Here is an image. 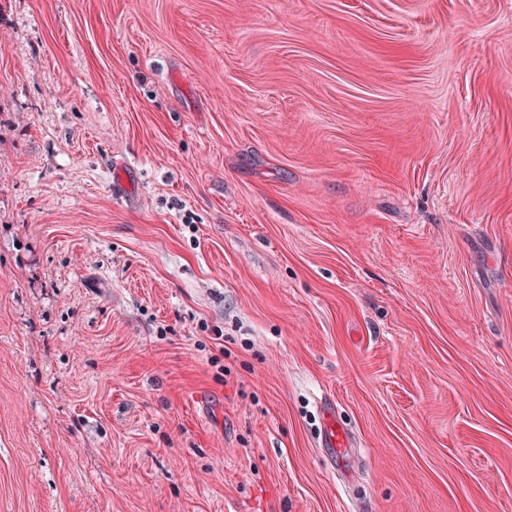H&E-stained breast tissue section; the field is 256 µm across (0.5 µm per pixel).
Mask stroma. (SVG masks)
<instances>
[{"label": "stroma", "instance_id": "stroma-1", "mask_svg": "<svg viewBox=\"0 0 512 512\" xmlns=\"http://www.w3.org/2000/svg\"><path fill=\"white\" fill-rule=\"evenodd\" d=\"M0 512H512V0H0ZM330 403L323 404L324 427L321 432L320 448H328L333 457V467L336 465V456L342 455L349 446L348 435L336 425ZM337 454V455H336Z\"/></svg>", "mask_w": 512, "mask_h": 512}]
</instances>
